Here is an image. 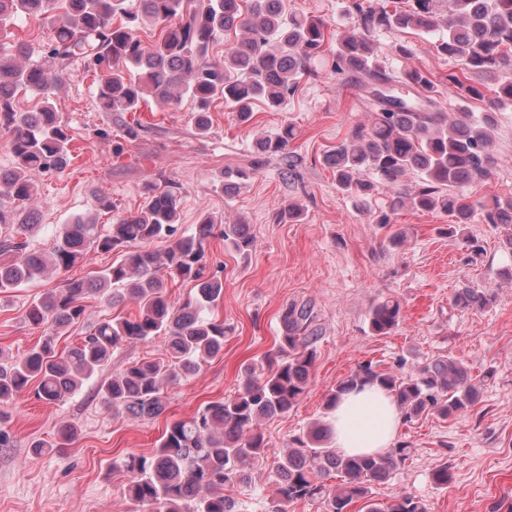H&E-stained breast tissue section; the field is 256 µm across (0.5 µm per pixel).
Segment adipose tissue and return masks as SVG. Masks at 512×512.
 Segmentation results:
<instances>
[{
	"label": "adipose tissue",
	"instance_id": "ef3b65f1",
	"mask_svg": "<svg viewBox=\"0 0 512 512\" xmlns=\"http://www.w3.org/2000/svg\"><path fill=\"white\" fill-rule=\"evenodd\" d=\"M333 445L346 455L387 451L400 424L393 397L376 385L344 394L328 416Z\"/></svg>",
	"mask_w": 512,
	"mask_h": 512
}]
</instances>
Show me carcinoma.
<instances>
[{"instance_id": "cac0c4a2", "label": "carcinoma", "mask_w": 512, "mask_h": 512, "mask_svg": "<svg viewBox=\"0 0 512 512\" xmlns=\"http://www.w3.org/2000/svg\"><path fill=\"white\" fill-rule=\"evenodd\" d=\"M55 0H0V33L20 15L41 16ZM62 14L43 61L20 63L0 55V127L13 133L14 166L0 171V293L29 283L48 270L66 271L91 249L118 252L121 260L93 278L67 279L56 291L32 304L27 319L44 326V335L26 354L10 357L0 350V405L24 393L57 402L75 394L104 367L112 353L136 341L164 339V357L132 362L98 388L103 404L133 416L158 417L166 411L164 389L197 372L224 350L228 328L211 315L224 296L218 273H208L206 246L221 236L236 252L253 245L246 224H218L209 217L189 234H178L181 199L168 185L149 188L144 206L118 216L105 231L81 219L62 226L52 250L34 249L38 197L33 171H63L70 161V138L54 101L68 79L71 61L105 70L97 89L105 112H138L152 99L176 106L187 96L194 103L199 131L209 127L211 104L218 97L240 123L251 121L262 104L280 110L296 93L300 80L316 75L314 64L328 49V26L314 16L290 15L284 0H63ZM354 19L351 33L336 44L331 71L367 94L368 122L355 126L351 137L326 150L323 162L333 169L336 186L349 196L366 199L375 184L395 189L389 210L405 203L418 210L440 209L452 217L448 234L466 243V261L483 255L467 226L475 221L505 230L504 245L512 251V200L472 204L448 192L458 185L483 183L496 164V128L500 110L512 103V0H402L393 6L378 0H349ZM160 27L159 37L144 45L140 21ZM412 29L433 35L438 53L458 62L448 73V87L457 101L449 112L439 103L434 83L417 69L386 66L377 45L363 36L370 30ZM224 34V59L210 56ZM471 73L498 75L496 95L485 97ZM37 98V109L16 107L20 94ZM472 101L483 111L471 112ZM296 138L288 124L256 141L253 169L269 158L279 159L284 173L296 174L289 151ZM414 183V194L398 190ZM168 239L159 253L150 248ZM17 253L20 258L7 259ZM194 285L195 292L173 300L167 279ZM98 293L108 306L132 300L133 316L105 319L67 351L56 350V334L81 322L85 299ZM493 296L477 288L456 292L454 305L481 309ZM401 303L391 297L374 303L367 314L374 336L395 330ZM314 305L291 303L280 313L281 335L274 356L246 365L241 386L232 397L206 403L193 416L166 426L152 454L129 455L120 466L128 474V496L148 512H238L233 488L249 477L254 461L268 456L261 422L284 415L307 393L313 378L319 328ZM365 385L389 390L403 417L411 421L430 411L449 418L468 411L480 396L466 366L438 357L416 373L403 375L366 363L330 391L331 408L344 393ZM76 428L63 425L61 441L32 443L35 454L64 448ZM330 430L314 424L289 440L275 465L276 493L282 504L320 500L327 512H348L357 499L371 498L373 487L408 459L399 446L377 455L345 456L332 447ZM340 478L334 486L324 483ZM366 512H426L415 497L394 495L371 502Z\"/></svg>"}]
</instances>
